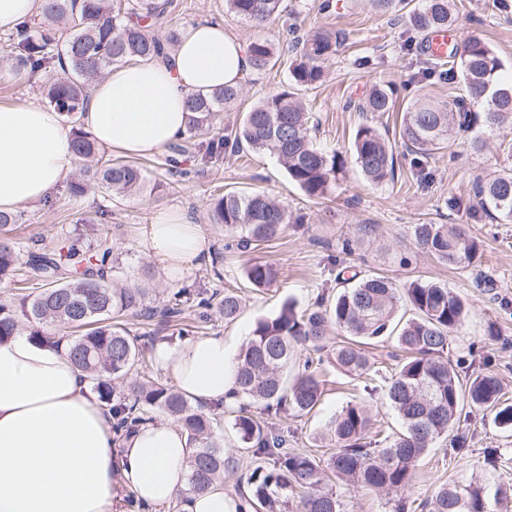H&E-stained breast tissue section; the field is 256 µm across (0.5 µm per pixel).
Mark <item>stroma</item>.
Instances as JSON below:
<instances>
[{
    "label": "stroma",
    "mask_w": 512,
    "mask_h": 512,
    "mask_svg": "<svg viewBox=\"0 0 512 512\" xmlns=\"http://www.w3.org/2000/svg\"><path fill=\"white\" fill-rule=\"evenodd\" d=\"M167 11L153 27L156 36L170 30L206 21L224 23L243 42L266 38L278 44L291 29L302 32L323 29L340 33L343 46L323 64L324 75L317 88L305 89L302 99L311 107L322 149L349 154L358 126H375L395 143L397 176L394 181L369 183L353 163H346L326 198L311 199L289 181L284 166L267 152L244 150L233 161L209 163L188 159L187 177L160 178L157 157L143 160V189L124 198L108 200L101 193L73 196L70 183L61 184L49 197L20 211L14 237L26 250L42 252L68 239L78 220L94 215L100 207L108 213L102 230L121 254L122 274L152 291L168 295L181 288L238 291L243 310L233 323L219 314L207 322L192 315L165 326H151L158 340L178 347L201 336L222 335L229 344L243 346L256 322L276 315L282 304L292 302L297 311L312 309L320 297L339 291L338 266L352 267L358 274L384 275L398 287L426 280L448 285L467 302V314L449 340L448 357L462 378L478 373L496 374L503 385V398L512 401V222L492 218L475 200V181L507 167L498 149L501 134L477 125L457 139L450 152L416 159L398 140L401 115L360 112L356 106L377 82L407 84L409 97L426 96L434 103L448 99V83L424 75L426 39L410 27L405 12H381L372 0H332L331 10L320 11L321 0H286L287 8L266 27L254 28L227 12L224 0H168ZM455 0L456 42L479 35L502 60L503 80L512 79V0ZM288 67L276 65L263 71L248 70L240 81L241 102L203 128L200 141L223 135L239 122L251 103L271 95L288 82ZM56 77L44 72L37 82L15 79L0 64V105L43 104L42 88ZM480 138L485 146L474 151L470 143ZM260 190L287 206L291 222L287 229L257 248L229 252L224 248L232 235L213 223L211 207L227 191L248 194ZM179 209L204 231L210 251L207 260L190 268L178 280L167 279L160 266L145 254L138 234L157 208ZM415 224H454L475 238L480 247L477 261L457 268L419 250L411 236ZM256 261L274 263L279 277L272 286L254 289L244 278L246 265ZM318 409L305 417L269 415L272 430L287 431L291 447L325 458L330 454L322 435L328 421L346 403L369 405L373 427L397 429L398 421L382 394H369L362 382L330 371ZM463 440L465 455L450 453L453 439ZM499 449L496 465L483 462V452ZM327 485L341 494L343 512H391L388 495L367 489H345L334 476ZM476 482L512 488V429L498 426L492 417H474L459 429L438 439L421 458L413 483L405 494L409 512L430 498L443 484Z\"/></svg>",
    "instance_id": "obj_1"
}]
</instances>
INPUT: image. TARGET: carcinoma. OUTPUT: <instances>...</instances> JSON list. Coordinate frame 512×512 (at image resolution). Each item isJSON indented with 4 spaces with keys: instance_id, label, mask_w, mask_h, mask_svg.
<instances>
[{
    "instance_id": "cac0c4a2",
    "label": "carcinoma",
    "mask_w": 512,
    "mask_h": 512,
    "mask_svg": "<svg viewBox=\"0 0 512 512\" xmlns=\"http://www.w3.org/2000/svg\"><path fill=\"white\" fill-rule=\"evenodd\" d=\"M450 2L421 0L408 13L411 26L422 35L448 27L454 22ZM225 6L240 20L260 28L283 11V0H225ZM165 9L166 4L156 0H43V19L68 23V37L60 41L50 26H39L32 35L30 27L23 25L7 38L5 57L11 58L19 78L58 69L57 78L45 88V98L75 123L87 100L89 79L117 64L160 57L178 43L180 36L174 31L163 39L149 34L153 21ZM341 42L337 33L292 36L288 40V84L244 112L234 132L222 138L198 143L193 132L233 108L243 94L241 86L190 94L185 102L190 112L188 127L170 146L165 171L187 176V171L179 169V158L192 149L212 159L238 157L249 148L276 156L306 196L323 197L345 159L316 147L310 113L295 88L321 82L322 63L336 55ZM248 52L256 70L274 67L282 54L262 38L251 41ZM502 67L485 41L467 39L459 59L445 71L448 83L461 84L462 94H448L443 107L421 98L410 102L399 129L403 144L431 157L478 122L512 130V84L496 80ZM396 103L393 85L382 83L372 88L357 109L392 112ZM475 104L484 106V112L472 111ZM74 152L78 159L96 160L93 167L84 169V179L72 185L76 194L93 186L109 198H119L139 190L145 182L143 168L112 159L77 126ZM352 157L372 183L395 180L393 148L376 127H358ZM473 194L494 216L512 221V168L487 182H476ZM211 216L213 223L239 233L238 245L243 248L272 239L290 223L288 209L263 192H228L214 200ZM16 223V215L0 213V280L12 279L19 290L13 300L0 302V341L24 329L31 338L61 350L88 375L100 400L112 408V427L118 434L154 420L157 411L176 419L189 444L186 493H202L224 476L237 473L240 455L225 449L224 439L214 430V412L219 406L208 410L143 371L133 376V371L147 367L148 345L131 335L128 321L157 318L168 323L190 307L202 310L206 317L215 307L225 321L232 322L240 313L241 298L231 290L209 294L180 288L159 304L148 289L116 280L119 262L107 234L100 233L85 247L76 238L27 256L20 243L9 237ZM412 235L420 249L452 266L466 268L479 254L478 242L455 225L414 224ZM27 268L35 273L39 285L34 297L25 293ZM244 273L248 283L260 289L276 279L277 269L270 262H254ZM336 279L344 288L325 308L299 313L285 303L276 316L258 320L238 357L236 396L242 403L228 413L255 463L248 477V503L254 509L282 512L295 494L300 512H342L340 495L324 486L328 470L349 487L387 495L406 489L419 460L433 441L454 428L465 403L476 412L493 415L495 423L512 427V404L501 400L500 380L492 374H478L463 383L448 361V341L465 315V303L458 294L445 285L419 281L409 283L401 294L389 278L380 275H353L351 285L341 274ZM402 300L411 310L406 319L398 316ZM330 324L344 333L331 344ZM386 339L393 340L405 357L384 376L366 347ZM299 346L315 352L329 350V359L338 370L363 380L372 393L382 391L401 430L378 429L374 438H368V409L349 402L327 425V436L336 445L328 459L289 448L288 434L266 428L251 407L261 404L267 414L295 417L317 408L324 386L322 358H308L304 369L288 378V364ZM426 508L428 512H490L486 488L471 483L440 487Z\"/></svg>"
}]
</instances>
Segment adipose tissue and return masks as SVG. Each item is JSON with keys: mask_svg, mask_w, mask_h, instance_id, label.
<instances>
[{"mask_svg": "<svg viewBox=\"0 0 512 512\" xmlns=\"http://www.w3.org/2000/svg\"><path fill=\"white\" fill-rule=\"evenodd\" d=\"M249 67L246 45L223 24L187 27L163 57L113 66L96 81L80 126L129 157L162 153L187 128L189 94L239 84ZM72 139L53 109L0 105V212L39 202L69 177ZM140 238L171 279L207 246L200 225L174 209L155 212ZM154 356L193 402H229L238 351L224 337L160 342ZM187 455L185 435L165 420L116 436L111 410L60 351L25 331L0 342V512H120L128 494L166 504L186 486Z\"/></svg>", "mask_w": 512, "mask_h": 512, "instance_id": "1", "label": "adipose tissue"}]
</instances>
